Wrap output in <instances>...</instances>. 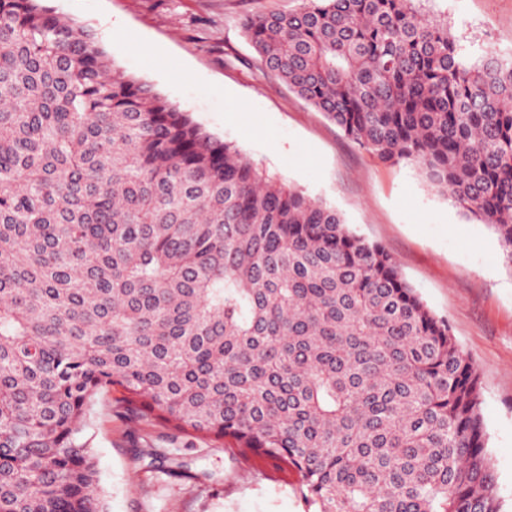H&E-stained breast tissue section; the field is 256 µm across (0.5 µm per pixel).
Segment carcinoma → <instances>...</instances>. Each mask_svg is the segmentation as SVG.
<instances>
[{
  "label": "carcinoma",
  "instance_id": "1",
  "mask_svg": "<svg viewBox=\"0 0 512 512\" xmlns=\"http://www.w3.org/2000/svg\"><path fill=\"white\" fill-rule=\"evenodd\" d=\"M428 2L297 0L243 30L512 269V58L473 60ZM115 385L296 471L308 512H501L477 369L385 249L41 0H0V512H106L83 429Z\"/></svg>",
  "mask_w": 512,
  "mask_h": 512
}]
</instances>
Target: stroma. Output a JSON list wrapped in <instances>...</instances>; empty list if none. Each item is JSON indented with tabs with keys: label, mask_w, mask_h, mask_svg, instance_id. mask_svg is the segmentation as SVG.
Here are the masks:
<instances>
[{
	"label": "stroma",
	"mask_w": 512,
	"mask_h": 512,
	"mask_svg": "<svg viewBox=\"0 0 512 512\" xmlns=\"http://www.w3.org/2000/svg\"><path fill=\"white\" fill-rule=\"evenodd\" d=\"M90 31L115 66L150 85L270 176L336 207L381 244L447 319L480 376L490 459L512 512V269L494 230L462 216L414 166H390L262 73L242 23L295 0H45ZM480 60L512 53V0H433ZM107 512H305L297 474L213 439L174 437L131 413L121 388L87 417Z\"/></svg>",
	"instance_id": "stroma-1"
}]
</instances>
